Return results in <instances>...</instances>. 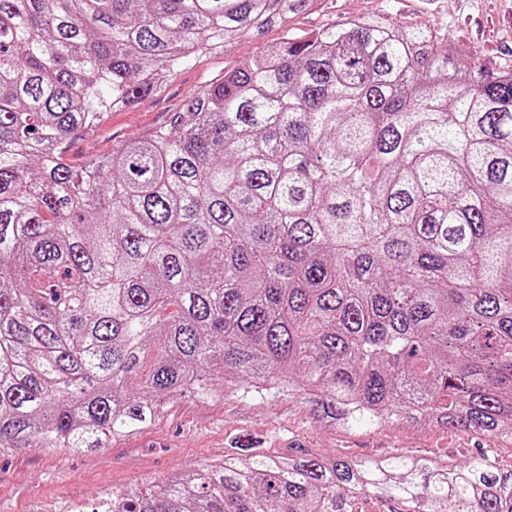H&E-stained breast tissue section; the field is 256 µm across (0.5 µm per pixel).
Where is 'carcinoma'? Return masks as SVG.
I'll list each match as a JSON object with an SVG mask.
<instances>
[{"mask_svg": "<svg viewBox=\"0 0 512 512\" xmlns=\"http://www.w3.org/2000/svg\"><path fill=\"white\" fill-rule=\"evenodd\" d=\"M309 3L0 0V453L100 448L160 398L227 389L512 444V69L384 13L287 30ZM272 24L163 129L67 163L107 112ZM364 491L512 512L487 454L257 449L112 512H354Z\"/></svg>", "mask_w": 512, "mask_h": 512, "instance_id": "1", "label": "carcinoma"}]
</instances>
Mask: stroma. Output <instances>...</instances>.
Listing matches in <instances>:
<instances>
[{"label":"stroma","mask_w":512,"mask_h":512,"mask_svg":"<svg viewBox=\"0 0 512 512\" xmlns=\"http://www.w3.org/2000/svg\"><path fill=\"white\" fill-rule=\"evenodd\" d=\"M381 10L403 26L425 24L447 31L451 44L486 67L512 66V0H312L287 27L309 33ZM284 28L269 27L260 39L238 43L231 54L184 64L159 95L109 112L91 137L75 136L68 163L84 167L92 157L110 154L117 142L164 125L181 100L278 42ZM231 448L362 460L405 453L452 465L488 453L500 469H512L511 446L469 432L402 422L373 428L321 424L309 407L285 395L228 392L203 400L184 393L162 399L143 429L112 439L107 447L26 448L1 454L0 512H95L113 493L143 490L172 475L194 473L203 464L222 460Z\"/></svg>","instance_id":"obj_1"}]
</instances>
